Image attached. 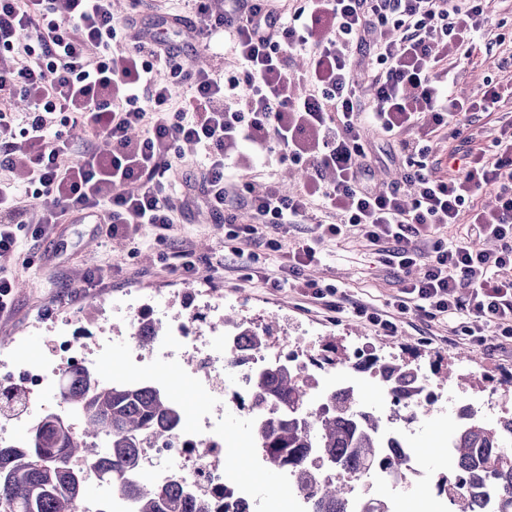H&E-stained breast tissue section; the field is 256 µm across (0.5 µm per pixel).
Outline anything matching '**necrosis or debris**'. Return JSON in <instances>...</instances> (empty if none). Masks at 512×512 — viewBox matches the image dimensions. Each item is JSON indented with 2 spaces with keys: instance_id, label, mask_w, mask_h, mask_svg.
I'll list each match as a JSON object with an SVG mask.
<instances>
[{
  "instance_id": "obj_1",
  "label": "necrosis or debris",
  "mask_w": 512,
  "mask_h": 512,
  "mask_svg": "<svg viewBox=\"0 0 512 512\" xmlns=\"http://www.w3.org/2000/svg\"><path fill=\"white\" fill-rule=\"evenodd\" d=\"M129 307L132 315L128 322L127 360L143 365L191 354L193 365L188 373L191 386L195 393L209 400L203 407L185 405L184 412L194 418V426L180 425L165 439L149 433L141 437L137 477L177 485L185 494L207 503L209 512H262L256 486L240 482L225 461V419L235 414L244 427L256 428L257 417L241 411L239 400L250 395L254 381L270 368L272 357L242 352L237 330L222 325L223 303L211 301L209 295L195 293L185 306V315L174 319L158 311L142 314L134 299ZM149 323L162 325L164 332L144 343L140 337ZM91 344L100 348L98 357H88L87 347ZM109 346V337L94 335L88 327L68 320L51 342L47 363L24 369L0 363V394L24 393L28 405L19 418L27 420L34 399H59L62 370L88 367L104 371L112 360ZM426 401L424 384L416 383L406 399L407 416L402 417L400 425L385 426L384 446L396 448L405 456L406 471L396 472L383 466L366 469L356 484L354 506H361L365 495L375 486L389 495L415 489L416 480L423 472L417 466L410 436L415 425L413 415Z\"/></svg>"
}]
</instances>
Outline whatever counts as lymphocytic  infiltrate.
Returning a JSON list of instances; mask_svg holds the SVG:
<instances>
[{
  "label": "lymphocytic infiltrate",
  "mask_w": 512,
  "mask_h": 512,
  "mask_svg": "<svg viewBox=\"0 0 512 512\" xmlns=\"http://www.w3.org/2000/svg\"><path fill=\"white\" fill-rule=\"evenodd\" d=\"M183 2L200 22L171 42L115 19L112 0H0V168L14 177L0 185V256L17 246L26 198L55 197L48 224L95 211L116 237L137 236L145 225L170 229L177 207L165 181L186 142L205 158L188 187L223 217L227 241L302 223L313 208L336 212L340 223L322 225V236L355 232L379 247L383 265L409 272L392 302L395 315L463 316L462 335L492 325L511 339L512 137L494 140L488 165L465 161L440 176L428 162L433 137L457 138L467 127L452 64L471 58L485 39L495 0H448L444 9L438 0H299L286 16L268 0H228L221 13L210 0ZM223 31L233 35L240 73L187 65L183 47L209 46ZM363 49L375 61L367 106L352 69L353 52ZM297 51L307 66L294 76L288 61ZM17 54L26 63H15ZM158 60L169 64L171 80L154 78ZM181 84L190 97L177 107ZM17 96L27 101L25 112L12 111ZM64 113L108 140L109 152L74 158L55 129ZM374 136L407 166L379 192L368 181ZM258 156L317 176L292 194L232 185L227 168L251 167ZM486 189L495 190V206L475 207ZM462 220L459 239L439 237ZM422 235L430 238L425 253L414 244ZM288 258L287 276L272 279L273 287L292 286L316 301L337 295L335 286L298 276L317 262L314 247L297 245ZM418 265L422 274L412 276Z\"/></svg>",
  "instance_id": "obj_1"
}]
</instances>
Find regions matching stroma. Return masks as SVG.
Listing matches in <instances>:
<instances>
[{
  "mask_svg": "<svg viewBox=\"0 0 512 512\" xmlns=\"http://www.w3.org/2000/svg\"><path fill=\"white\" fill-rule=\"evenodd\" d=\"M490 30L501 41L494 44L489 64L457 69L456 89L472 104V137L466 142L433 139L432 159L489 152L492 138L512 128V0H502ZM490 86L499 89L502 100L487 108L481 96ZM202 159L199 148L182 145L183 176L171 188L180 208L178 222L162 240L148 228L135 238L118 241L105 224H45L41 217L52 208V199L28 203L18 246L0 259V270L12 279L14 292L12 312L0 315V334L12 336L6 351L15 364L44 361L60 318L96 319L103 307L125 306L133 295L145 308L174 314L185 305L189 289L207 288L223 297L225 307L241 318L258 326L275 322L298 347L316 348L330 338L350 348L367 344L380 349L382 355L421 366L430 373V388L437 395L453 389L471 398L482 418H495L504 407L512 409V339L498 337L489 326L481 346L450 332L440 321L413 312L401 317L395 335H383L366 318L352 313L350 306L357 302L380 312L389 310L405 272L382 265L374 248L355 237L317 242L312 218L264 229V238L281 241L282 250H259L250 243L241 253H233L224 243V226L216 223L211 209L186 191L184 178L194 173ZM303 241L315 243L319 261L303 268L302 278L336 286L345 312L302 297L296 290L271 287L270 277L288 263L285 246ZM187 245L195 262L190 273L183 270L178 256ZM256 250L262 255L258 273L251 258ZM452 351L468 355L464 374L487 377L484 391L475 393L464 385L455 388L433 377L435 363ZM227 426L234 472L245 481H255L251 434L236 417H228ZM450 427L449 418L433 412L416 429L413 448L424 465H433L431 452L447 444Z\"/></svg>",
  "mask_w": 512,
  "mask_h": 512,
  "instance_id": "stroma-1",
  "label": "stroma"
}]
</instances>
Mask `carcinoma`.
Masks as SVG:
<instances>
[{"label":"carcinoma","mask_w":512,"mask_h":512,"mask_svg":"<svg viewBox=\"0 0 512 512\" xmlns=\"http://www.w3.org/2000/svg\"><path fill=\"white\" fill-rule=\"evenodd\" d=\"M236 327L252 352L267 348L269 328L241 319L224 318ZM292 350L258 377L249 410L258 416L255 437L265 453L264 469L294 474L297 489L313 504V512H351L352 491L344 481L324 480L319 469L329 466L353 476L381 460L400 471L404 459L383 448L381 424L359 413L355 390L323 392L321 407L311 401L314 372L293 364ZM336 371L378 367L385 392L393 399L392 416L404 409L408 380L423 376L420 368L392 356L360 358L357 351L329 341L311 358ZM60 393L81 413L82 429L38 420L28 439L16 447L0 445V512H78L84 498L85 471L93 464L105 481H115L135 498L138 512H203L175 486L147 485L134 476L139 438L147 431L166 437L176 430L183 407L172 392L147 382L103 386L93 370L62 372ZM452 461L434 483L448 500V512H484L487 495L498 499L501 512H512V416L492 422L477 418L470 426L452 428Z\"/></svg>","instance_id":"1"}]
</instances>
